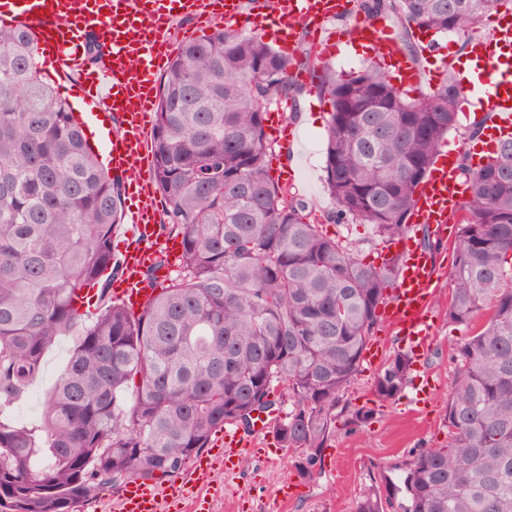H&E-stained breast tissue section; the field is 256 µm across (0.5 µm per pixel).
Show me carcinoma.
Here are the masks:
<instances>
[{
	"instance_id": "1",
	"label": "carcinoma",
	"mask_w": 512,
	"mask_h": 512,
	"mask_svg": "<svg viewBox=\"0 0 512 512\" xmlns=\"http://www.w3.org/2000/svg\"><path fill=\"white\" fill-rule=\"evenodd\" d=\"M393 13L407 35L468 37L512 0H358ZM32 32L0 25V512H70L79 501L156 474L176 477L226 425L269 431L292 449L297 475H316L336 417L368 425L412 381L396 350L374 377L373 405L343 397L361 371L378 307L400 255L366 263L356 243L323 225L372 226L390 249L409 229L414 197L444 137L456 129L460 82L396 86L378 63L323 65L330 105L326 184L334 209L307 208L268 173L270 104L304 91L289 57L256 32L215 27L182 43L159 82L151 152L167 223L180 236L164 279V247L143 274L138 312L112 300V226L125 178L110 175L71 107L32 68ZM449 272L448 321L483 329L457 348L444 427L448 441L412 452L404 476L382 468L355 512H512V136L475 166ZM74 336L38 426L8 413L43 356ZM47 458V465L38 459Z\"/></svg>"
}]
</instances>
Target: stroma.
<instances>
[{"instance_id":"stroma-1","label":"stroma","mask_w":512,"mask_h":512,"mask_svg":"<svg viewBox=\"0 0 512 512\" xmlns=\"http://www.w3.org/2000/svg\"><path fill=\"white\" fill-rule=\"evenodd\" d=\"M315 43L312 33L302 34L295 55L308 59L311 67L317 69L328 63L339 70L356 71L371 60L367 52L351 48L324 59L318 57ZM279 107L297 132V153L295 160L289 161L280 145H273L270 173L289 166L299 170L301 178L292 185V193L315 214L332 210L334 202L324 172L329 104L310 90L296 100L280 101ZM440 262L439 286L429 309L435 335L425 362L436 382L431 402L424 406L415 404V392L409 387L381 409L370 425L358 429L338 426L322 451L316 476L308 482L297 476L292 455L287 451L270 459L244 457L235 475L216 473L202 485V492L213 500V512H234L233 507L240 500L244 501L246 512H354L356 499L369 485L375 468L409 460L413 448H437L446 443L443 416L454 386V356L458 344L472 331L448 321L450 252H443ZM285 484L292 490L286 499L279 493Z\"/></svg>"}]
</instances>
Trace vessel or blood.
<instances>
[{
    "label": "vessel or blood",
    "mask_w": 512,
    "mask_h": 512,
    "mask_svg": "<svg viewBox=\"0 0 512 512\" xmlns=\"http://www.w3.org/2000/svg\"><path fill=\"white\" fill-rule=\"evenodd\" d=\"M350 0H262L255 12H244L243 0H0V17L33 29L38 42L52 51L61 69L82 72V97L90 109L82 120L95 146L105 150L116 171L126 177L131 199L128 245L114 280L115 300L139 311L150 293L142 288L143 271L153 261L159 238L157 203L148 172L150 114L154 109L155 78L169 56L166 31L179 15L196 22L242 23L290 45L298 30L314 33L318 43L337 45L354 38L378 47L377 58L406 86L434 83L436 72L419 68L399 42L387 18L371 16L351 28H328V21L350 14ZM95 33L102 54L93 71L82 64L81 42ZM468 46L477 67L460 71L468 111L491 115L496 130L512 129V16L499 15L488 32H475ZM122 123L120 135L100 133L108 115ZM459 150L449 143L438 149V161L420 184L410 222L412 232L402 241V265L390 299L379 310L383 323L392 325L414 359L429 351L434 327L427 316L438 280L437 258L419 243V229L446 238L451 219L466 196L459 178ZM268 426L257 419L251 436L233 426L224 429V446L199 457L188 479L165 486L145 481L125 485L118 512H212V503L199 487L214 471L235 474L245 450H256Z\"/></svg>",
    "instance_id": "b4317fda"
}]
</instances>
